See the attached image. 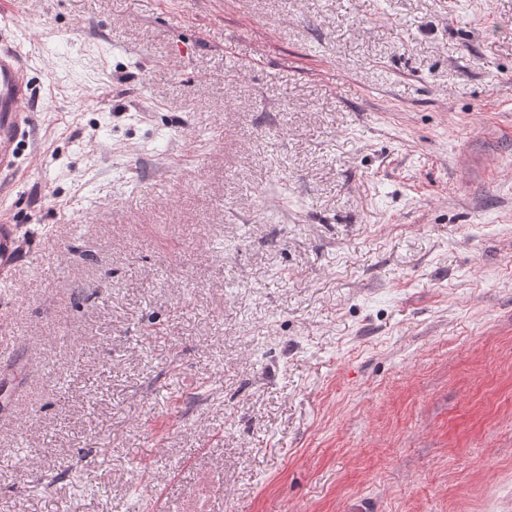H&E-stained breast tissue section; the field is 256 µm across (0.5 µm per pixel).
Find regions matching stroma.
<instances>
[{"instance_id": "stroma-1", "label": "stroma", "mask_w": 512, "mask_h": 512, "mask_svg": "<svg viewBox=\"0 0 512 512\" xmlns=\"http://www.w3.org/2000/svg\"><path fill=\"white\" fill-rule=\"evenodd\" d=\"M0 512H512V0H7ZM20 48L0 32V175L14 173L21 143L29 138V119L23 105L32 99ZM26 241L17 224L0 221V280L12 277L26 251Z\"/></svg>"}]
</instances>
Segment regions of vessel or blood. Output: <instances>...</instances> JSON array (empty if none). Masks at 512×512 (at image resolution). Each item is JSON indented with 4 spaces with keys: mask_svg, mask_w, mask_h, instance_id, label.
<instances>
[{
    "mask_svg": "<svg viewBox=\"0 0 512 512\" xmlns=\"http://www.w3.org/2000/svg\"><path fill=\"white\" fill-rule=\"evenodd\" d=\"M32 98V85L21 51L14 40L0 34V174L16 172L18 151L29 137L23 110ZM27 244L17 225L0 221V280L12 277Z\"/></svg>",
    "mask_w": 512,
    "mask_h": 512,
    "instance_id": "1",
    "label": "vessel or blood"
}]
</instances>
